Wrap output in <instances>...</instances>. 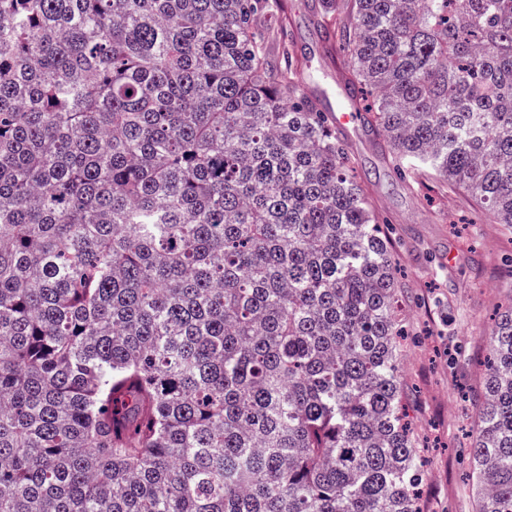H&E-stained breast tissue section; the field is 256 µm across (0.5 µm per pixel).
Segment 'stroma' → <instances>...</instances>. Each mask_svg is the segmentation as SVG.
I'll return each instance as SVG.
<instances>
[{
    "mask_svg": "<svg viewBox=\"0 0 512 512\" xmlns=\"http://www.w3.org/2000/svg\"><path fill=\"white\" fill-rule=\"evenodd\" d=\"M288 16L284 32L271 16L258 20L268 55L281 60L291 46L309 80L339 70L342 60L323 38V0H288ZM341 137L392 239L405 287L404 378L415 391L428 461V512H476L469 448L478 419L467 397L484 389L486 338L496 310L512 302V228L487 223L464 193L402 178L386 142L363 122Z\"/></svg>",
    "mask_w": 512,
    "mask_h": 512,
    "instance_id": "obj_1",
    "label": "stroma"
}]
</instances>
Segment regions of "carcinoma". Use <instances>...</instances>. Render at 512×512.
<instances>
[{
    "label": "carcinoma",
    "instance_id": "carcinoma-1",
    "mask_svg": "<svg viewBox=\"0 0 512 512\" xmlns=\"http://www.w3.org/2000/svg\"><path fill=\"white\" fill-rule=\"evenodd\" d=\"M346 9L359 111L512 225V0ZM268 13L0 0V512H425L392 244ZM486 342L512 512V305Z\"/></svg>",
    "mask_w": 512,
    "mask_h": 512
}]
</instances>
